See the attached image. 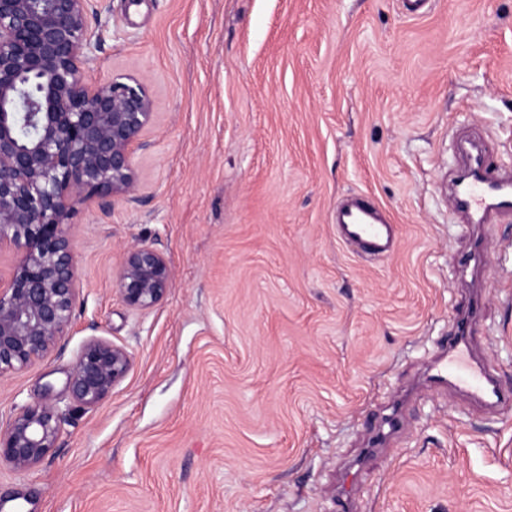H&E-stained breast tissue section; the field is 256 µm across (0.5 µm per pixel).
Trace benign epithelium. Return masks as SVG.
<instances>
[{
    "label": "benign epithelium",
    "instance_id": "7a95c632",
    "mask_svg": "<svg viewBox=\"0 0 512 512\" xmlns=\"http://www.w3.org/2000/svg\"><path fill=\"white\" fill-rule=\"evenodd\" d=\"M95 2L0 0V247L16 250L0 278V377L44 358L72 323V215L96 198L137 191L133 156L153 101L135 78L89 74ZM170 283L162 253L125 251L116 286L129 307L152 308ZM130 367L124 348L89 340L68 382L72 403L97 406ZM63 422L48 400L26 404L0 425V464L32 469L56 447Z\"/></svg>",
    "mask_w": 512,
    "mask_h": 512
}]
</instances>
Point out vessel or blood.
Returning a JSON list of instances; mask_svg holds the SVG:
<instances>
[{
	"label": "vessel or blood",
	"instance_id": "vessel-or-blood-1",
	"mask_svg": "<svg viewBox=\"0 0 512 512\" xmlns=\"http://www.w3.org/2000/svg\"><path fill=\"white\" fill-rule=\"evenodd\" d=\"M459 150L465 166L453 180L448 198L468 235L474 226L495 224L512 215V175L490 165L487 149L475 139H462ZM332 222L341 243L364 257L381 259L396 247L397 227L382 209L360 195L338 205ZM480 302V296L473 295L456 303L449 336L434 347L432 378L505 414L512 411V387L503 385L493 369L472 354L476 336L485 331L479 320Z\"/></svg>",
	"mask_w": 512,
	"mask_h": 512
}]
</instances>
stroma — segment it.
Listing matches in <instances>:
<instances>
[{"label":"stroma","instance_id":"stroma-1","mask_svg":"<svg viewBox=\"0 0 512 512\" xmlns=\"http://www.w3.org/2000/svg\"><path fill=\"white\" fill-rule=\"evenodd\" d=\"M94 77L143 81L153 119L134 197L71 218L79 296L56 346L0 377V423L50 398L63 433L0 468L22 512H335L368 420L416 387L356 512H512V415L417 386L447 335L464 245L440 192L453 140L482 129L512 166V0H99ZM360 191L400 230L367 261L338 241ZM479 342L512 385V220L491 227ZM171 266L153 308L117 288L124 252ZM131 357L96 407L70 408L80 347Z\"/></svg>","mask_w":512,"mask_h":512}]
</instances>
